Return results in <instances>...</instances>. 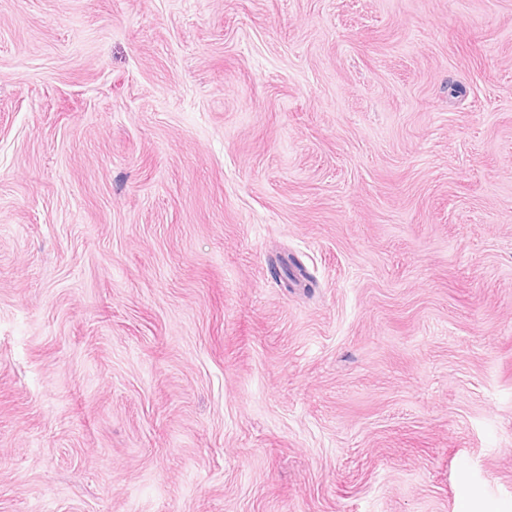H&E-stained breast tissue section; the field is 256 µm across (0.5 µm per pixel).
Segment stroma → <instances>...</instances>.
<instances>
[{"mask_svg":"<svg viewBox=\"0 0 512 512\" xmlns=\"http://www.w3.org/2000/svg\"><path fill=\"white\" fill-rule=\"evenodd\" d=\"M0 512H512V0H0Z\"/></svg>","mask_w":512,"mask_h":512,"instance_id":"35a3bbf8","label":"stroma"}]
</instances>
